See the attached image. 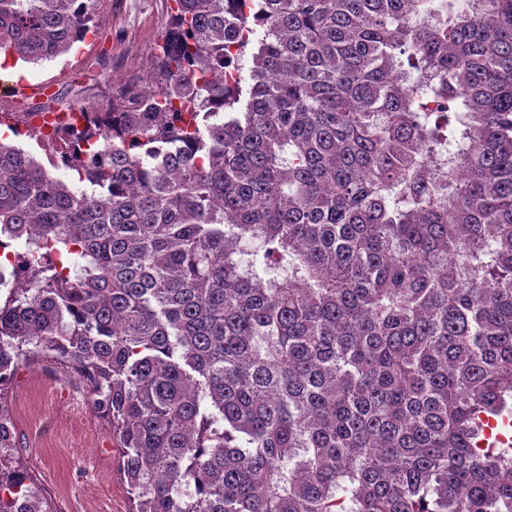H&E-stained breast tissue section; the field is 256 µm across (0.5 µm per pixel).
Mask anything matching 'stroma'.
I'll list each match as a JSON object with an SVG mask.
<instances>
[{"label": "stroma", "instance_id": "35a3bbf8", "mask_svg": "<svg viewBox=\"0 0 512 512\" xmlns=\"http://www.w3.org/2000/svg\"><path fill=\"white\" fill-rule=\"evenodd\" d=\"M170 0H94L92 31L51 62H19L30 83L51 97L14 98L0 91V110L25 124L28 113L106 106L114 81L142 75L171 23ZM17 68V69H18ZM17 454L51 501L53 512H130L119 450L106 419L94 412L82 381L46 360L20 366L5 392Z\"/></svg>", "mask_w": 512, "mask_h": 512}]
</instances>
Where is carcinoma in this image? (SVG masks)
I'll list each match as a JSON object with an SVG mask.
<instances>
[{
    "label": "carcinoma",
    "instance_id": "cac0c4a2",
    "mask_svg": "<svg viewBox=\"0 0 512 512\" xmlns=\"http://www.w3.org/2000/svg\"><path fill=\"white\" fill-rule=\"evenodd\" d=\"M91 2L0 0V50ZM174 3L151 90L48 135L89 189L0 141V512H50L4 397L41 356L132 512H512V0Z\"/></svg>",
    "mask_w": 512,
    "mask_h": 512
}]
</instances>
